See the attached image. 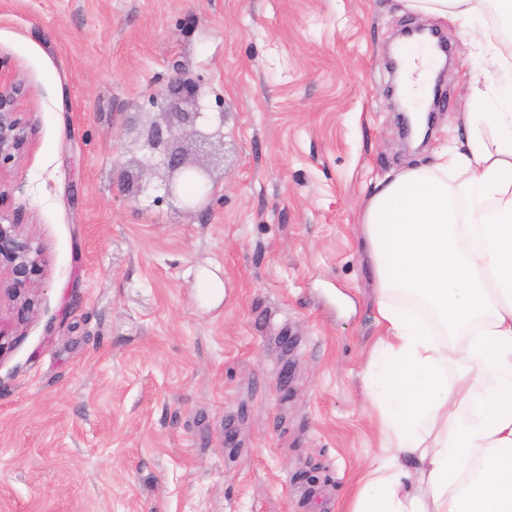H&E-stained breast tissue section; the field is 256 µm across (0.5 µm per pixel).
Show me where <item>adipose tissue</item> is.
<instances>
[{
  "mask_svg": "<svg viewBox=\"0 0 512 512\" xmlns=\"http://www.w3.org/2000/svg\"><path fill=\"white\" fill-rule=\"evenodd\" d=\"M406 2L456 23L492 70L465 149L387 175L364 205L380 334L362 381L386 443L350 512H512V48L473 28L482 0Z\"/></svg>",
  "mask_w": 512,
  "mask_h": 512,
  "instance_id": "adipose-tissue-1",
  "label": "adipose tissue"
}]
</instances>
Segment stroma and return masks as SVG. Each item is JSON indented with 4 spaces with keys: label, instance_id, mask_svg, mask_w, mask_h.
I'll return each instance as SVG.
<instances>
[{
    "label": "stroma",
    "instance_id": "stroma-1",
    "mask_svg": "<svg viewBox=\"0 0 512 512\" xmlns=\"http://www.w3.org/2000/svg\"><path fill=\"white\" fill-rule=\"evenodd\" d=\"M418 24L450 49L419 148L384 66ZM0 57L34 128L0 213L43 259L33 311L0 308V512H347L382 446L367 191L465 147L484 52L403 0H0ZM175 76L225 114L192 213L118 190L121 128Z\"/></svg>",
    "mask_w": 512,
    "mask_h": 512
}]
</instances>
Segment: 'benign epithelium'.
<instances>
[{
  "instance_id": "7a95c632",
  "label": "benign epithelium",
  "mask_w": 512,
  "mask_h": 512,
  "mask_svg": "<svg viewBox=\"0 0 512 512\" xmlns=\"http://www.w3.org/2000/svg\"><path fill=\"white\" fill-rule=\"evenodd\" d=\"M0 59V175L19 163L32 135L23 104L28 97L25 83L5 78ZM201 84L174 78L153 94L155 112H140L130 127L126 183L120 190L133 201L152 189V203L177 202L192 212L211 200L215 189L217 151L224 148V113L211 117L204 112ZM24 217L6 221L0 216V305H16L22 311L34 308L40 270V250L21 231Z\"/></svg>"
}]
</instances>
